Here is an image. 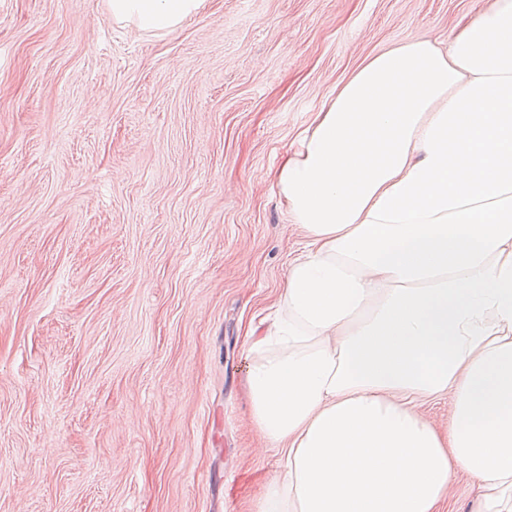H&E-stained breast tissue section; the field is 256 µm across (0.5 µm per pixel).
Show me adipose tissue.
Returning <instances> with one entry per match:
<instances>
[{
	"label": "adipose tissue",
	"mask_w": 512,
	"mask_h": 512,
	"mask_svg": "<svg viewBox=\"0 0 512 512\" xmlns=\"http://www.w3.org/2000/svg\"><path fill=\"white\" fill-rule=\"evenodd\" d=\"M167 33L203 0H107ZM274 179L304 237L245 350L257 512H512V0L373 54ZM447 399L440 433L422 405ZM477 507L475 491L471 489L464 478H461L453 489V496L450 499L446 512L450 508H453V512H475Z\"/></svg>",
	"instance_id": "adipose-tissue-1"
}]
</instances>
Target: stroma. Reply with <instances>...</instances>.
<instances>
[{"instance_id": "1", "label": "stroma", "mask_w": 512, "mask_h": 512, "mask_svg": "<svg viewBox=\"0 0 512 512\" xmlns=\"http://www.w3.org/2000/svg\"><path fill=\"white\" fill-rule=\"evenodd\" d=\"M492 0H0V512H257L246 329L303 249L273 179L337 87ZM204 0H107L112 17L143 31L167 33L196 16Z\"/></svg>"}]
</instances>
